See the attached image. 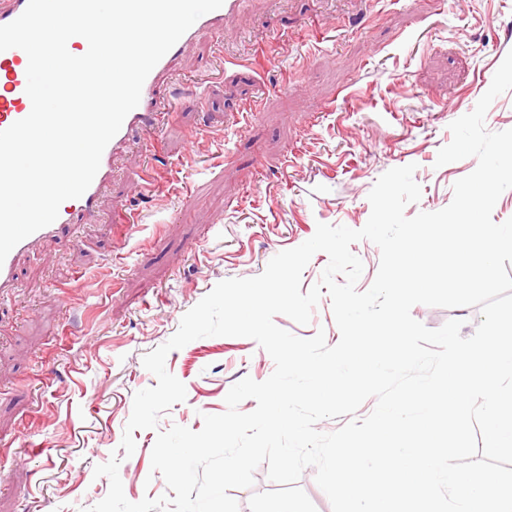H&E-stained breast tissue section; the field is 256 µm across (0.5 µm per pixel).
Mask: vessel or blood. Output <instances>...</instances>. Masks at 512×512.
<instances>
[{
	"label": "vessel or blood",
	"instance_id": "1",
	"mask_svg": "<svg viewBox=\"0 0 512 512\" xmlns=\"http://www.w3.org/2000/svg\"><path fill=\"white\" fill-rule=\"evenodd\" d=\"M242 0H224L222 6L201 16L162 57L147 76L138 106L125 118L119 132L106 146L99 170L86 192L73 203L60 207L57 219L35 233L31 239L22 240L0 264V289L10 287L17 275L20 256L31 241L50 239L63 234L68 225L83 223L87 216L98 208L101 191L112 179V156L127 142L140 138L144 131L158 127L171 108V100L165 95L162 79L170 65L192 43L200 33L211 32L223 35L224 20L235 14ZM28 57L18 48L0 51V130L7 129L16 121L27 117L31 111V100L26 93Z\"/></svg>",
	"mask_w": 512,
	"mask_h": 512
}]
</instances>
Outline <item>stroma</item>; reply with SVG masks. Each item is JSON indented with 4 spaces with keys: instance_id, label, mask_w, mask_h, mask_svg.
Instances as JSON below:
<instances>
[{
    "instance_id": "35a3bbf8",
    "label": "stroma",
    "mask_w": 512,
    "mask_h": 512,
    "mask_svg": "<svg viewBox=\"0 0 512 512\" xmlns=\"http://www.w3.org/2000/svg\"><path fill=\"white\" fill-rule=\"evenodd\" d=\"M511 51L512 0H245L222 38L189 45L167 76L178 108L147 140H165L177 178L137 201L153 155L122 147L97 215L34 243L0 294V512H87L106 496L94 468L119 451L135 392L157 384L144 355L218 282L261 274L318 224L364 227L371 188L395 167L417 166L406 216L448 206L477 160L440 166L438 152ZM411 314L431 329L463 320L465 337L481 321L475 307ZM274 322L340 339L326 295L308 324ZM166 368L186 398L134 431L119 469L132 502L168 492L151 470L158 431L200 430L235 383L275 365L252 339L216 336Z\"/></svg>"
}]
</instances>
